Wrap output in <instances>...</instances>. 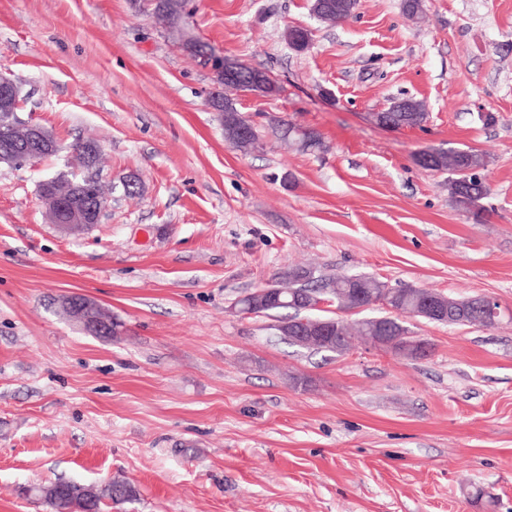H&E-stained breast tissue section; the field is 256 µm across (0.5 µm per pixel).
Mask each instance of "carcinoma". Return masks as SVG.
<instances>
[{
  "mask_svg": "<svg viewBox=\"0 0 512 512\" xmlns=\"http://www.w3.org/2000/svg\"><path fill=\"white\" fill-rule=\"evenodd\" d=\"M357 0H311L310 10L322 22L336 24L349 18L356 8ZM151 14L156 23L170 34H181L186 25L185 0H149ZM288 44L297 51L305 50L310 42L306 29L292 27L286 33ZM209 106L219 115L231 112V119L223 122L224 140L234 148L249 152L257 147L261 139L257 125L246 115L239 112L235 99L219 91L210 96ZM381 124L394 128L420 127L427 119L424 105L413 98L399 100V109L395 112L379 113ZM241 125L250 130L249 136L239 137L232 133V127ZM279 139L292 141L303 152H314L322 148L321 135L314 129L297 128L285 121L273 126ZM79 165L87 171L80 177H59L58 192L60 202L69 204L70 180L81 184L90 181L99 192H104L97 171L100 169V153L97 145L86 140L73 146ZM487 165L486 157L479 151L469 149H437L431 157V163L423 168L448 172L452 178L448 190L453 198L475 217H481L483 209L480 201L487 194L486 186L480 178V171ZM317 268L307 265H294L279 273L274 283L276 297L263 305L264 316L270 317L280 311H289V315L277 319L274 329L282 337L292 335V328L303 319L318 318L330 322V335L337 337L343 344V351L351 347L352 339L359 337L366 344H373L379 336H388L397 340L395 354L411 358L413 353L409 343L414 339L411 330L405 325L407 318H419L416 311L428 295L442 298L441 314L427 315L423 320L439 324H473L493 327L500 320L501 313L486 314L481 308L482 298H467L464 310H458L457 302L445 301V295L429 288H388L385 283L366 275H343L326 278L316 274ZM373 294L391 292L393 311L386 316L365 318L350 322L344 318L329 315L316 316L313 311L326 300L342 306V299L352 298L354 289ZM35 495L50 509V512H100L101 504L107 500L112 504H122L136 497V489L129 482L113 479L99 488L87 486L77 481L58 480L33 488Z\"/></svg>",
  "mask_w": 512,
  "mask_h": 512,
  "instance_id": "1",
  "label": "carcinoma"
}]
</instances>
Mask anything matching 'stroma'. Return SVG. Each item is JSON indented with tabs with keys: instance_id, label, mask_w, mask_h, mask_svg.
Returning <instances> with one entry per match:
<instances>
[{
	"instance_id": "1",
	"label": "stroma",
	"mask_w": 512,
	"mask_h": 512,
	"mask_svg": "<svg viewBox=\"0 0 512 512\" xmlns=\"http://www.w3.org/2000/svg\"><path fill=\"white\" fill-rule=\"evenodd\" d=\"M401 2L329 25L309 0H186L193 36L277 86L237 99L262 131L244 153L208 104L213 71L150 12L0 0V73L59 145L0 163V512H46L39 484L113 478L137 497L102 512H512V0H424L418 23ZM408 97L422 127L377 123ZM276 120L322 149L281 142ZM87 139L115 191L66 234L39 184L78 172ZM432 148L486 156L482 217L417 164ZM132 174L136 200L119 189ZM293 264L490 296L501 320H409L420 359L301 350L236 307ZM70 293L118 336L66 316ZM273 131L279 139L288 142L291 140L303 152H314L322 148L321 135L314 129L297 128L288 122L278 121Z\"/></svg>"
}]
</instances>
